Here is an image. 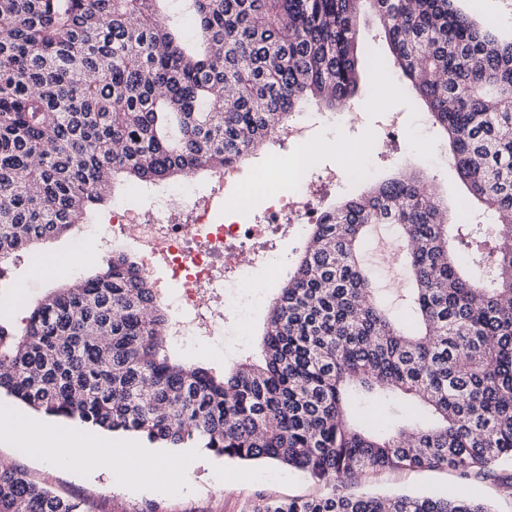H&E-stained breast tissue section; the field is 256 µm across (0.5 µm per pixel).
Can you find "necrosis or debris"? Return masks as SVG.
Wrapping results in <instances>:
<instances>
[{
  "label": "necrosis or debris",
  "instance_id": "4bbe7bcc",
  "mask_svg": "<svg viewBox=\"0 0 512 512\" xmlns=\"http://www.w3.org/2000/svg\"><path fill=\"white\" fill-rule=\"evenodd\" d=\"M278 139L294 147L288 168L303 189L284 198L273 195L269 184L258 183L257 191L271 197L261 223L215 221L218 192L214 189L205 193L177 190L163 205L137 214L122 207L113 209L106 227L108 238L137 243L144 268H164L178 286L172 298L178 312L172 336L203 339L236 331L241 315L235 292L256 287L254 272L281 271V240L299 238L308 225L318 223L327 192L360 175L353 168L312 174L304 161L311 141L307 123L288 122ZM245 252L251 256L247 269L239 260Z\"/></svg>",
  "mask_w": 512,
  "mask_h": 512
}]
</instances>
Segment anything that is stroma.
<instances>
[{"instance_id":"stroma-1","label":"stroma","mask_w":512,"mask_h":512,"mask_svg":"<svg viewBox=\"0 0 512 512\" xmlns=\"http://www.w3.org/2000/svg\"><path fill=\"white\" fill-rule=\"evenodd\" d=\"M361 32L365 74L352 104L360 111L362 119L357 123L348 122L341 109L331 114L319 113L313 138L325 144L326 149L317 157L315 167L319 170L343 168L355 157L370 166L371 174L367 179L338 187L330 197L331 202L338 203L364 193L371 183L412 169L426 174L429 188L446 201L449 214H457L459 187L447 143L433 127L426 111L402 91L397 74L390 69L373 67L372 56L388 53L385 42L377 35L376 19L365 16ZM388 108L402 113L405 127L399 138L388 140L387 153L379 155L374 146L377 140L385 138L381 113ZM287 157V148H263L228 174L223 188L224 206L235 211L240 223L253 222L269 204L266 195L256 194L248 206H239L240 186L269 177L274 182L276 195L286 197L295 191V183L284 173ZM110 215V209H102L87 223L38 244V252L67 255L64 267H53L38 274L32 268L30 254L23 253L9 260L4 273L0 274V300L8 302L9 307L0 311V316L21 322L49 289L65 286L92 273V264L78 256L76 249L87 243L100 246ZM276 293V287L272 286L266 288L258 300L248 294L239 295L242 310L251 315L249 342L244 351L234 350L227 339L214 336L203 342L176 344V355L220 370L241 354H253L267 309ZM169 454L179 462L183 473L182 483L174 487L162 482L143 485L113 480L111 466L107 463H90L82 470L53 468L30 457L28 449L0 440V455L12 456L14 468L27 473L40 486L83 500L92 512H148L152 507L159 512H245L247 505L261 495L322 496L330 491L329 486L313 481L306 474L274 463L224 460L198 448H173ZM496 470L497 477L467 481L445 469L365 472L349 480L346 487L352 493L380 496L396 493L452 496L464 489L474 499L487 503L493 512H512V496H503L505 484L500 479L501 474H512V462H501ZM220 477L231 483L227 492L216 488Z\"/></svg>"}]
</instances>
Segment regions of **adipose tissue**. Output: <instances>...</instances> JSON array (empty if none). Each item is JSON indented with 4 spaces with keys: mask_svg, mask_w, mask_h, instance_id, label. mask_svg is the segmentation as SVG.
<instances>
[{
    "mask_svg": "<svg viewBox=\"0 0 512 512\" xmlns=\"http://www.w3.org/2000/svg\"><path fill=\"white\" fill-rule=\"evenodd\" d=\"M7 438L32 448L39 455H47L50 463L58 466H85L104 457L105 442L96 436L76 437L43 424L23 420L11 409H0V438Z\"/></svg>",
    "mask_w": 512,
    "mask_h": 512,
    "instance_id": "1",
    "label": "adipose tissue"
}]
</instances>
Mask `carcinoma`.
<instances>
[{"label": "carcinoma", "mask_w": 512, "mask_h": 512, "mask_svg": "<svg viewBox=\"0 0 512 512\" xmlns=\"http://www.w3.org/2000/svg\"><path fill=\"white\" fill-rule=\"evenodd\" d=\"M0 0V274L5 262L112 200L234 168L309 102L336 111L360 83V19L449 142L470 210L396 175L323 211L267 310L261 358L222 372L171 359L169 316L135 257L0 320V395L157 448H205L334 481L247 512H489L455 496L345 491L366 471L496 476L512 460V37L462 0ZM393 224L408 319L380 298L362 246ZM365 396L400 405L354 421ZM0 512H90L0 470Z\"/></svg>", "instance_id": "1"}]
</instances>
